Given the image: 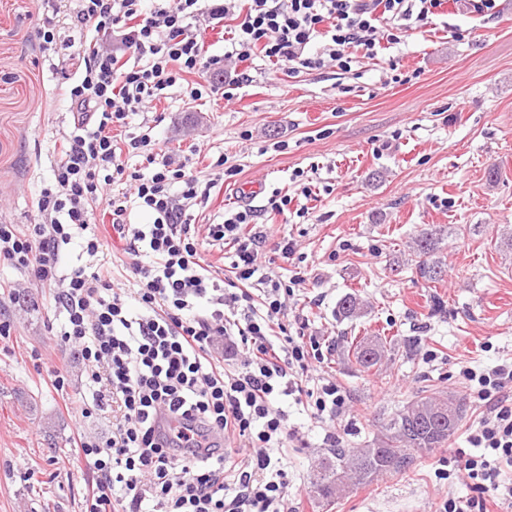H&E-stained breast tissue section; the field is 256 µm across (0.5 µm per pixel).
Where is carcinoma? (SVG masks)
I'll return each instance as SVG.
<instances>
[{"mask_svg":"<svg viewBox=\"0 0 512 512\" xmlns=\"http://www.w3.org/2000/svg\"><path fill=\"white\" fill-rule=\"evenodd\" d=\"M437 229L434 226L419 231L412 249L420 277L435 282L442 279L444 269L440 262H429L425 256L434 251ZM385 345L366 338L356 342L353 356L357 364L369 370L375 367ZM453 418H448V411ZM466 415V402L450 393L421 395L411 407L391 418L380 435L364 448H334L323 458L322 472L316 482L318 495L329 501L351 485L377 482L385 477L406 472L412 466L415 454L441 447L455 434ZM401 456V462L391 466L392 457Z\"/></svg>","mask_w":512,"mask_h":512,"instance_id":"obj_1","label":"carcinoma"}]
</instances>
